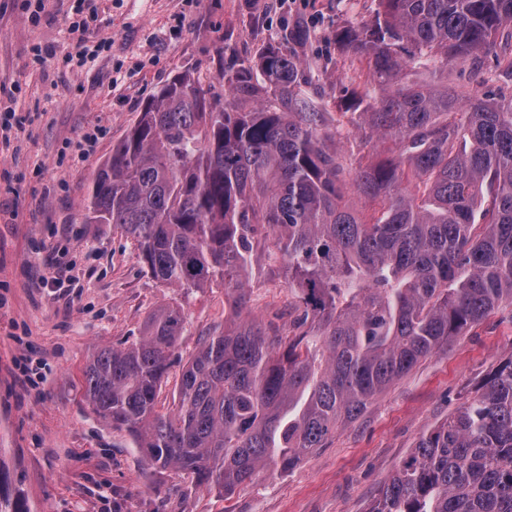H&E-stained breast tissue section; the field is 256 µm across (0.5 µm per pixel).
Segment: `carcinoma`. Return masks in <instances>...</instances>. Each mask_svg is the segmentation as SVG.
<instances>
[{
    "label": "carcinoma",
    "mask_w": 512,
    "mask_h": 512,
    "mask_svg": "<svg viewBox=\"0 0 512 512\" xmlns=\"http://www.w3.org/2000/svg\"><path fill=\"white\" fill-rule=\"evenodd\" d=\"M506 32L512 0H378L372 20L337 32L368 63L341 102L361 109L354 143L396 153L348 169L344 126L326 131L286 50L225 67L222 104L179 75L145 105L89 188V219L133 237L160 285L223 286L231 313L185 359L178 303L91 355L85 402L146 463L225 496L288 471L512 303V102L395 85L407 69L473 64ZM261 259L292 295L286 334L253 314ZM0 512H29L1 467ZM367 512H512V356L423 432Z\"/></svg>",
    "instance_id": "cac0c4a2"
}]
</instances>
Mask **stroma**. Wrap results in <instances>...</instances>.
Returning a JSON list of instances; mask_svg holds the SVG:
<instances>
[{
  "label": "stroma",
  "mask_w": 512,
  "mask_h": 512,
  "mask_svg": "<svg viewBox=\"0 0 512 512\" xmlns=\"http://www.w3.org/2000/svg\"><path fill=\"white\" fill-rule=\"evenodd\" d=\"M98 20L81 35L65 19L73 0H46L31 22L23 0H0V103L23 116L0 136V465L30 512H365L421 434L462 405L512 355V305L503 304L447 349L396 382L327 448L284 474H267L223 498L180 470L145 463L125 435L86 405L82 370L101 346L139 337L157 308L183 302L182 354L224 322V289L184 297L146 272L136 241L86 221L87 187L158 90L187 74L216 97L227 63L279 47L314 69L305 93L335 124L354 88L358 58L336 32L370 21L378 0H95ZM305 41L288 40L294 28ZM95 47L83 66L69 57ZM48 51L32 61L33 48ZM399 82L475 87L469 65L404 71ZM107 130L75 163L69 147L93 126ZM67 288L40 280L50 267ZM253 311L288 325V286L255 264ZM38 368L25 389L16 362Z\"/></svg>",
  "instance_id": "1"
}]
</instances>
